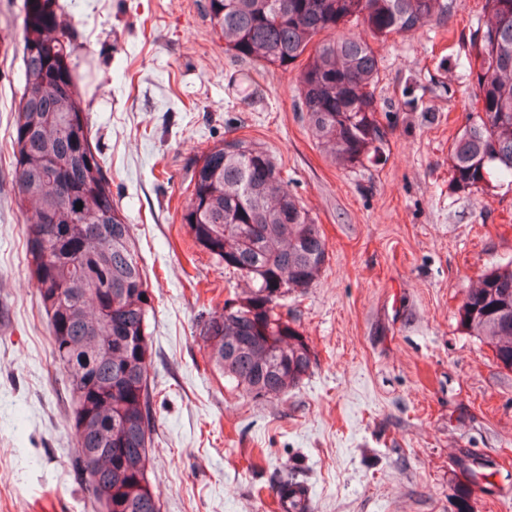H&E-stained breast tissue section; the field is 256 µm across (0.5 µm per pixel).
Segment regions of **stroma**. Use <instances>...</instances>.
<instances>
[{"label":"stroma","instance_id":"35a3bbf8","mask_svg":"<svg viewBox=\"0 0 512 512\" xmlns=\"http://www.w3.org/2000/svg\"><path fill=\"white\" fill-rule=\"evenodd\" d=\"M87 73L91 142L153 290L149 480L162 512H282L285 466L314 512H512V370L460 323L467 288L512 261V190L455 192L449 148L474 83L457 61L485 0L380 44L379 104L416 82L386 157L338 166L302 111L298 65L226 53L208 0H59ZM23 0H0V512H92L74 466L71 392L26 259L13 172ZM244 137L273 156L329 249L283 317L315 356L288 395L252 400L208 362L207 314L243 284L182 222L204 151Z\"/></svg>","mask_w":512,"mask_h":512}]
</instances>
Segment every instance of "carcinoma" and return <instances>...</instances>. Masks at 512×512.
Listing matches in <instances>:
<instances>
[{
    "label": "carcinoma",
    "instance_id": "obj_1",
    "mask_svg": "<svg viewBox=\"0 0 512 512\" xmlns=\"http://www.w3.org/2000/svg\"><path fill=\"white\" fill-rule=\"evenodd\" d=\"M457 0H208L224 51L288 70L313 137L336 164L381 160L391 124L377 118L374 41L443 26ZM485 21L459 65L480 105L450 150L451 187L512 186V0H485ZM369 37L332 36L352 21ZM57 0H24L23 86L14 110V174L30 274L52 333V363L74 398L76 467L102 512H162L148 477L151 444L148 316L152 288L130 225L89 137L74 43ZM182 221L194 242L245 285L209 313L200 338L215 370L256 399H278L310 375L314 355L276 312L319 280L329 251L274 158L234 137L195 165ZM83 204L77 209L76 204ZM461 324L512 369V262L467 289Z\"/></svg>",
    "mask_w": 512,
    "mask_h": 512
}]
</instances>
